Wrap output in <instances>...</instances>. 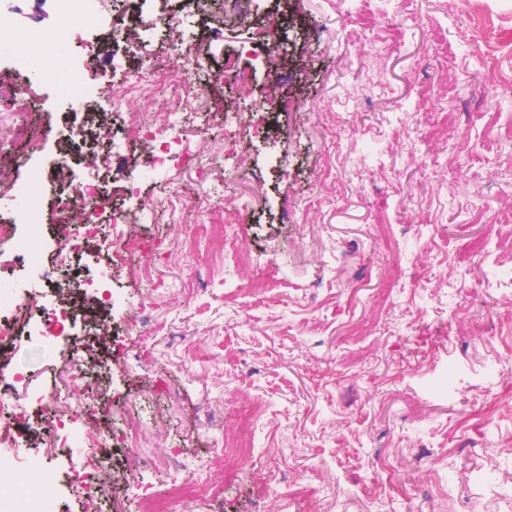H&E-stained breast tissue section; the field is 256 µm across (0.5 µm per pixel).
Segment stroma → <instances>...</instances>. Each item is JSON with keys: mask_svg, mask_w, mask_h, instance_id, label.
I'll use <instances>...</instances> for the list:
<instances>
[{"mask_svg": "<svg viewBox=\"0 0 512 512\" xmlns=\"http://www.w3.org/2000/svg\"><path fill=\"white\" fill-rule=\"evenodd\" d=\"M294 6L298 20L277 29L284 82L273 87L257 68L250 98L229 81L208 88L183 128L190 156L175 175L145 173L154 216L127 250L92 244L34 280L18 260L4 271L42 296L33 320L74 314L54 350L25 335L0 354V424L17 438L0 447V463L19 471L37 458L55 471L39 485L51 512H84L86 495L68 480L85 455L63 447L59 401L99 408L97 427L111 436L103 455L123 477L101 489L100 512H142L143 490L164 493L185 463L203 468L194 498L167 500L166 512H512V261H500L490 219L512 211V0ZM167 7L181 12L184 41L223 30L196 81L257 37L226 0ZM120 10L114 0L100 28L68 39L72 57L113 75L105 89L91 82L87 112L61 100L67 71L39 89L43 147L15 177L42 169L44 201L59 191L58 169L88 176L105 152L88 134L90 115L114 131L126 120L112 109L128 90L112 72L113 54L128 47ZM0 23L24 35L58 31L57 0H0ZM133 62L182 78L160 29L142 33ZM274 88L287 108L267 109ZM228 109L266 115L228 129ZM230 147L250 168L225 170L224 191L249 202L238 221L258 264H225L202 290L173 228L202 224L220 237L224 216L191 210L167 185L196 192L203 173L225 169ZM481 208L489 218L478 219ZM433 239L442 250L429 249ZM104 270L102 307L78 284ZM417 272L427 287H415ZM258 276L274 283L261 307L225 305V290ZM477 285L479 306L467 300ZM145 304L152 334L143 343ZM98 320L109 333L97 340ZM76 359L89 377L71 376ZM249 407L253 455L215 460L217 437ZM283 463L287 483L272 482Z\"/></svg>", "mask_w": 512, "mask_h": 512, "instance_id": "1", "label": "stroma"}]
</instances>
